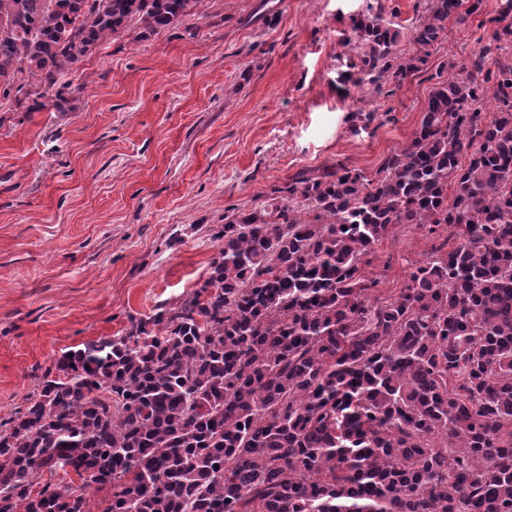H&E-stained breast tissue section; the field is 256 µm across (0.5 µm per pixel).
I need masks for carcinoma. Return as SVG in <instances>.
I'll return each instance as SVG.
<instances>
[{
    "instance_id": "1",
    "label": "carcinoma",
    "mask_w": 512,
    "mask_h": 512,
    "mask_svg": "<svg viewBox=\"0 0 512 512\" xmlns=\"http://www.w3.org/2000/svg\"><path fill=\"white\" fill-rule=\"evenodd\" d=\"M206 2L0 0V93L61 111L98 46ZM424 2L414 55L383 0L352 18L353 87L392 95L482 8ZM488 23L373 177L298 174L224 216L198 289L45 371L0 431V512H512V0ZM399 224L458 243L383 298L362 258ZM69 464L103 510L83 486L33 490Z\"/></svg>"
}]
</instances>
